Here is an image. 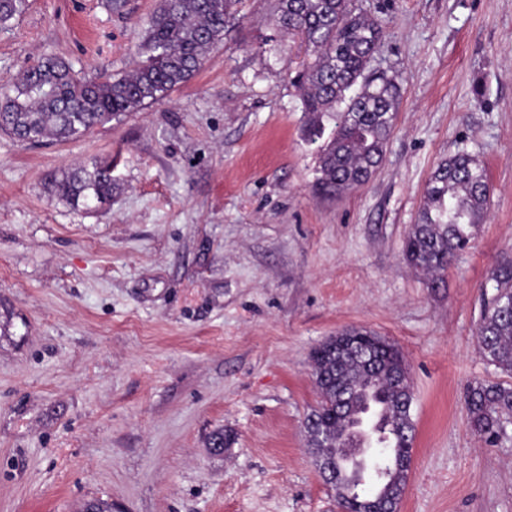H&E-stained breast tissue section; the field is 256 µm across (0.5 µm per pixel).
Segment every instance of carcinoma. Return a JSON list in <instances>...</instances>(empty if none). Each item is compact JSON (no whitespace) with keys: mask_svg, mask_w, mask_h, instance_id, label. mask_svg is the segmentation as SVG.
I'll return each mask as SVG.
<instances>
[{"mask_svg":"<svg viewBox=\"0 0 512 512\" xmlns=\"http://www.w3.org/2000/svg\"><path fill=\"white\" fill-rule=\"evenodd\" d=\"M27 0H0V26L23 13ZM236 0H160L147 21L143 58L127 74L105 79L79 75L62 58L45 56L22 76L0 84V132L22 142H69L113 118L160 103L199 70L205 54L224 39ZM275 26L298 33L313 49V60L295 79L309 134H321L323 118L334 131L319 155L316 183L334 198L367 184L379 169L394 131L400 87L370 71L382 39L378 20L356 0H277ZM112 161L94 160L53 175L54 191L73 206L100 205L112 199ZM490 190L482 163L455 154L441 160L424 191L416 223L404 240L406 261L422 272L431 288L442 283L457 253L469 248L487 217ZM494 293L483 300L478 341L488 363L512 375V257L502 256L491 271ZM338 336H366L365 368L346 354L336 366L331 337L313 354L318 401L304 420L307 447L322 468L334 464L335 491L344 488V450L353 445L356 415L371 398L385 406L382 419L369 422L370 435L386 463L374 468V486L356 500L336 494L345 512L370 501L389 480L391 498L375 507L397 509L410 465L394 467L392 458L413 459L414 395L398 382L404 364L399 350L375 332L351 328ZM465 407L472 428L493 441L501 417L512 415V387L477 382L469 386Z\"/></svg>","mask_w":512,"mask_h":512,"instance_id":"1","label":"carcinoma"}]
</instances>
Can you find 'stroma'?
Wrapping results in <instances>:
<instances>
[{"label": "stroma", "instance_id": "1", "mask_svg": "<svg viewBox=\"0 0 512 512\" xmlns=\"http://www.w3.org/2000/svg\"><path fill=\"white\" fill-rule=\"evenodd\" d=\"M159 0H28L0 27V77L56 55L89 78L139 60ZM383 28L374 71L401 98L364 187L322 197L294 78L308 45L237 19L164 102L77 141L0 133V512H339L306 448L310 355L344 327L410 367L414 459L399 512H512V423L497 443L464 407L512 385L476 340L512 249V0H358ZM466 152L490 206L431 288L406 263L431 171ZM113 159L112 199L74 207L51 175ZM234 437L210 451L217 430Z\"/></svg>", "mask_w": 512, "mask_h": 512}]
</instances>
